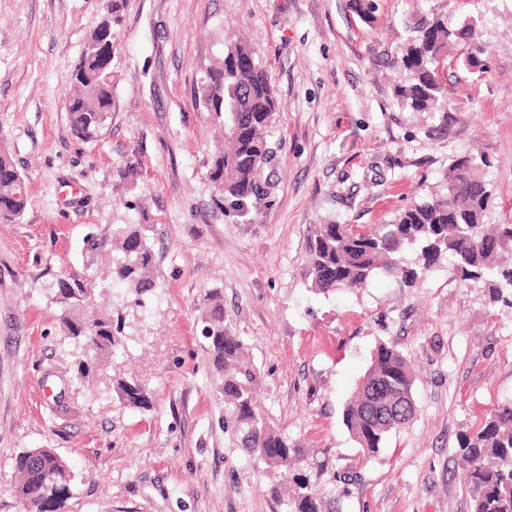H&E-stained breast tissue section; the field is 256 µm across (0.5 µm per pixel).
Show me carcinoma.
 I'll list each match as a JSON object with an SVG mask.
<instances>
[{"instance_id":"1","label":"carcinoma","mask_w":512,"mask_h":512,"mask_svg":"<svg viewBox=\"0 0 512 512\" xmlns=\"http://www.w3.org/2000/svg\"><path fill=\"white\" fill-rule=\"evenodd\" d=\"M353 9L364 22L373 19L375 0H354ZM86 38L71 75L67 111L75 134L96 140L112 115V47L106 32L112 31L113 9ZM477 23L451 28L438 17L425 18L391 65L407 73L396 95L420 112L447 111L443 62L448 53L476 35ZM240 92L237 112L224 119L222 97L229 88ZM198 103L214 120L224 123V145L208 172L220 201L244 210L260 205L267 195L261 171L271 160L273 148L266 132L274 112L280 109L270 77L245 42L228 48L205 70L198 85ZM484 158L462 155L448 167L447 192L414 201L389 224H311L305 242L303 279L315 294L367 286L377 274L389 275L407 287L414 286L443 257L454 259L467 280L489 276L496 280L497 298L512 301V224H485L483 217L492 191L483 177ZM28 206L24 178L5 146L0 144V223L22 220ZM148 224H125L112 238H94L90 249L112 250V280L138 297L156 289L152 278L153 248ZM48 291L60 307L64 334L83 350L77 373L89 376L95 359L105 351L117 354L122 323L112 312L93 319L80 314L91 289L80 280L59 277ZM201 333L218 389L224 399L225 422L239 447L271 472L293 475L295 486L286 512H332L310 479L298 473L304 462L300 445L271 426L255 406L260 370L243 337L224 318L221 291L206 294ZM414 374L403 354L381 344L343 410L344 424L354 442L367 453L383 447L388 436L409 423L415 407ZM117 388L128 405L148 409L152 399L135 380H120ZM459 450L467 462L463 486L471 512H512V405H504L474 433L460 438ZM18 480L13 494L24 512H58L69 493L73 471L69 461L52 448H32L16 457Z\"/></svg>"}]
</instances>
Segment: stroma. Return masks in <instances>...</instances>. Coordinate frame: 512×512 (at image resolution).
Listing matches in <instances>:
<instances>
[{
    "label": "stroma",
    "mask_w": 512,
    "mask_h": 512,
    "mask_svg": "<svg viewBox=\"0 0 512 512\" xmlns=\"http://www.w3.org/2000/svg\"><path fill=\"white\" fill-rule=\"evenodd\" d=\"M376 2L367 24L352 0H117L112 119L86 142L66 92L106 0H0V141L30 197L20 223L0 224V512H23L12 489L26 448L70 461L60 512H284L280 475L224 424L200 322L215 288L262 373L261 413L301 444L336 512H471L459 437L512 402V306L445 258L416 287L379 276L327 298L301 272L309 225L388 223L443 193L463 154L490 163L484 223L512 224V0ZM433 15L478 22L474 65L448 62L444 113L403 104L405 74L386 63ZM240 38L282 102L268 195L246 215L212 192L220 134L194 103L202 70ZM142 219L158 295L140 306L86 238ZM59 276L123 319L122 354L83 381L46 293ZM381 344L416 373V415L370 455L343 408ZM120 378L153 407L127 405Z\"/></svg>",
    "instance_id": "obj_1"
}]
</instances>
